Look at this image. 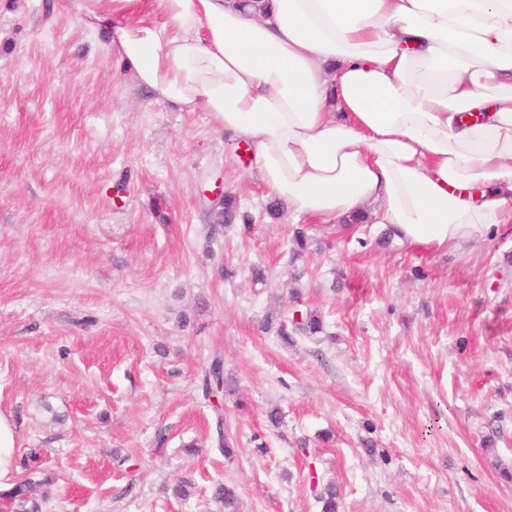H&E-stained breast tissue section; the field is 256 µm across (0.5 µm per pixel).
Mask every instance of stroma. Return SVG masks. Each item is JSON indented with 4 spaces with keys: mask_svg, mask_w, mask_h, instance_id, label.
Returning a JSON list of instances; mask_svg holds the SVG:
<instances>
[{
    "mask_svg": "<svg viewBox=\"0 0 512 512\" xmlns=\"http://www.w3.org/2000/svg\"><path fill=\"white\" fill-rule=\"evenodd\" d=\"M109 39L59 0H0V414L18 478L40 451L43 512H222L219 482L238 512H321L329 483L340 512H512V224L430 250L270 218L241 140L156 100ZM220 188L249 218L212 241ZM202 392L206 400L224 392V359L216 353L202 374Z\"/></svg>",
    "mask_w": 512,
    "mask_h": 512,
    "instance_id": "35a3bbf8",
    "label": "stroma"
}]
</instances>
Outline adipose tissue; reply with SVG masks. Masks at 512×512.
Instances as JSON below:
<instances>
[{"label": "adipose tissue", "mask_w": 512, "mask_h": 512, "mask_svg": "<svg viewBox=\"0 0 512 512\" xmlns=\"http://www.w3.org/2000/svg\"><path fill=\"white\" fill-rule=\"evenodd\" d=\"M72 4L158 100L248 142L294 215L370 204L428 249L512 223V0Z\"/></svg>", "instance_id": "1"}]
</instances>
